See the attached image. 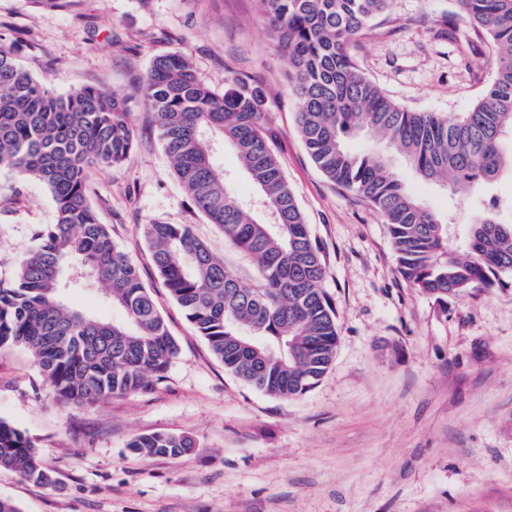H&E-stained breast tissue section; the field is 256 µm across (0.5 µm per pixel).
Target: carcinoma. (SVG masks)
Returning a JSON list of instances; mask_svg holds the SVG:
<instances>
[{
  "label": "carcinoma",
  "mask_w": 512,
  "mask_h": 512,
  "mask_svg": "<svg viewBox=\"0 0 512 512\" xmlns=\"http://www.w3.org/2000/svg\"><path fill=\"white\" fill-rule=\"evenodd\" d=\"M473 30L487 33L496 71L483 96L458 118L411 112L384 95L356 65L349 45L391 0H260L308 155L332 182L371 202L384 218L401 276L443 303L448 295L490 287L512 275V222L496 201L469 227L464 253L448 225L412 195L383 153L353 154L344 138L377 134L425 181L450 180L470 195L512 171V0H458ZM142 92L155 112L163 148L186 194L225 241L251 255L260 287L246 288L186 224L153 221L143 234L174 300L224 368L277 398L301 396L330 367L336 318L323 289L325 269L302 211L264 133L262 93L235 80L218 94L198 80L180 51L153 58ZM124 97L86 87L66 95L46 87L0 47V166L41 181L56 223L0 280V349L23 346L68 406H91L149 390L165 379L179 348L141 279L89 202L90 171L121 164L133 146ZM229 145L253 185L258 209L238 200L214 163ZM94 274L121 322L68 304L69 274ZM195 447L179 433L138 435L128 448L178 458ZM0 468L49 485L34 444L0 419Z\"/></svg>",
  "instance_id": "cac0c4a2"
}]
</instances>
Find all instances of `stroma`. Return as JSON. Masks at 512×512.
<instances>
[{"label": "stroma", "instance_id": "stroma-1", "mask_svg": "<svg viewBox=\"0 0 512 512\" xmlns=\"http://www.w3.org/2000/svg\"><path fill=\"white\" fill-rule=\"evenodd\" d=\"M448 20L451 40L437 34ZM0 45L55 92L124 96L133 149L122 165L92 171L89 199L179 346L155 390L86 408L57 400L30 351L0 350V419L30 438L53 477L42 486L0 468V497L20 512H512V278L443 305L402 278L380 212L311 161L259 0H75L66 10L0 0ZM175 50L215 92L235 78L262 91L265 127L321 249L339 340L303 396H269L225 370L151 260L143 225L186 224L242 285H258L253 258L183 192L143 103L150 61ZM351 53L411 112H468L495 73L489 38L472 35L458 0H392ZM394 163L449 236L490 198L512 220L510 172L468 197ZM55 221L44 184L0 168V280ZM171 432L196 448L171 459L128 447Z\"/></svg>", "mask_w": 512, "mask_h": 512}]
</instances>
